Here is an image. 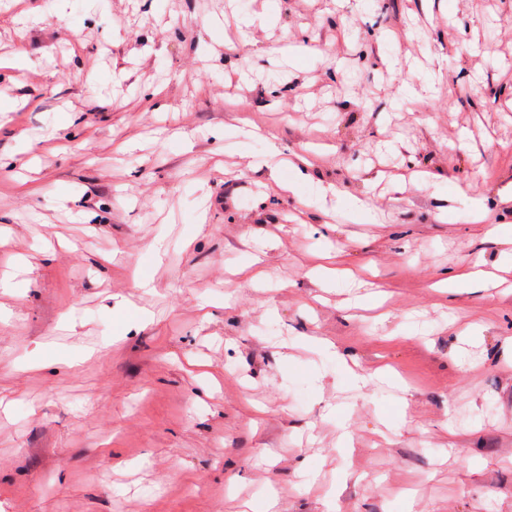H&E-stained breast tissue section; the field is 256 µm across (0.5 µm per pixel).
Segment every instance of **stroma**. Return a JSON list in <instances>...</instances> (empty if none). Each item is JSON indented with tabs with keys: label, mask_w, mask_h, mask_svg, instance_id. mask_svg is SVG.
I'll list each match as a JSON object with an SVG mask.
<instances>
[{
	"label": "stroma",
	"mask_w": 512,
	"mask_h": 512,
	"mask_svg": "<svg viewBox=\"0 0 512 512\" xmlns=\"http://www.w3.org/2000/svg\"><path fill=\"white\" fill-rule=\"evenodd\" d=\"M19 51L0 512H512V271L433 287L512 259V0H0ZM243 123L312 182L245 167ZM480 263H475L463 274L450 275L439 282L441 288H448L450 291L463 283L477 288H490L491 282L485 277V273L478 269Z\"/></svg>",
	"instance_id": "stroma-1"
}]
</instances>
